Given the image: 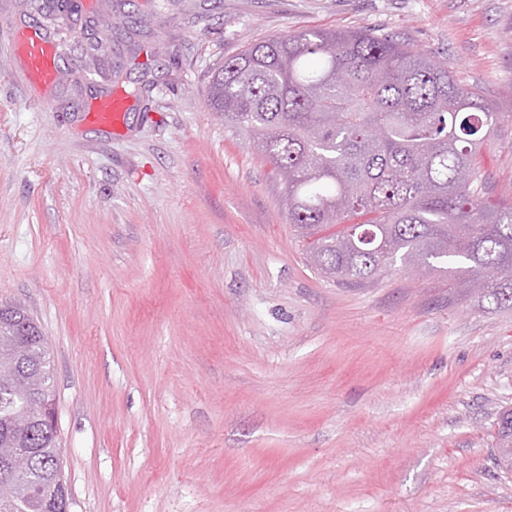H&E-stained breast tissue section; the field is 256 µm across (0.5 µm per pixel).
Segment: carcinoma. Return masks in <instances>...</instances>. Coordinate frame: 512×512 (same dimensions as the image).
Wrapping results in <instances>:
<instances>
[{"label": "carcinoma", "instance_id": "1", "mask_svg": "<svg viewBox=\"0 0 512 512\" xmlns=\"http://www.w3.org/2000/svg\"><path fill=\"white\" fill-rule=\"evenodd\" d=\"M209 107L285 176L288 223L329 278L362 284L392 268L463 263L484 297L512 303V202L491 203L480 149L501 113L399 36L371 29L274 35L224 60ZM33 360L52 378L49 348ZM0 388V421L23 416ZM51 473L60 449L43 424L18 441ZM496 460L512 471V410ZM0 512H34L19 492Z\"/></svg>", "mask_w": 512, "mask_h": 512}]
</instances>
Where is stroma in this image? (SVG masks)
<instances>
[{
	"mask_svg": "<svg viewBox=\"0 0 512 512\" xmlns=\"http://www.w3.org/2000/svg\"><path fill=\"white\" fill-rule=\"evenodd\" d=\"M61 2L0 0V301L51 350L70 512H512V305L441 262L323 277L207 105L266 37L394 33L501 112L481 175L512 201V0ZM33 30L55 84L13 53ZM113 93L120 129L89 124ZM496 460L500 468L512 471V410L503 412L498 422Z\"/></svg>",
	"mask_w": 512,
	"mask_h": 512,
	"instance_id": "35a3bbf8",
	"label": "stroma"
}]
</instances>
